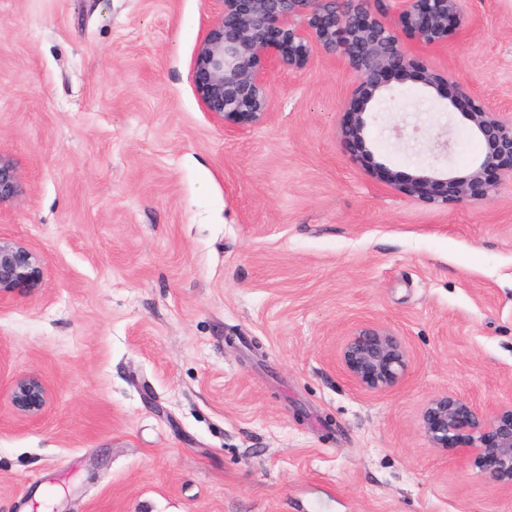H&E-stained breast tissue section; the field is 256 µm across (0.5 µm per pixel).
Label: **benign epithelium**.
I'll return each instance as SVG.
<instances>
[{
  "label": "benign epithelium",
  "instance_id": "1",
  "mask_svg": "<svg viewBox=\"0 0 512 512\" xmlns=\"http://www.w3.org/2000/svg\"><path fill=\"white\" fill-rule=\"evenodd\" d=\"M224 9L201 40L192 62L194 87L203 107L235 129L267 115L269 89L266 63L300 68L319 47L346 64L356 85L343 102L344 140L361 143L369 99L366 88L392 91L391 82L417 73L427 88L452 87L466 100L465 117L483 142L481 156L463 175L441 179L433 168L405 180L383 163L373 164L375 178L398 192L427 202L463 203L489 193L493 172L512 175V115L469 95L451 70L432 69L413 57L402 33L426 47L448 42L449 33L465 25V0H222ZM23 192L14 161L0 155V208ZM40 255L25 244L0 236V298L18 288L35 289L42 278ZM347 372L370 388L393 386L405 366V353L384 328H363L352 335L343 352ZM9 398L25 416L38 418L50 401L48 387L35 373L16 376ZM422 428L435 448L463 440L475 452L485 477L512 490V407L478 415L461 398L443 395L431 401Z\"/></svg>",
  "mask_w": 512,
  "mask_h": 512
}]
</instances>
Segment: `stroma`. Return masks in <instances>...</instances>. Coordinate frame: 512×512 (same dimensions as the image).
Here are the masks:
<instances>
[{
  "label": "stroma",
  "instance_id": "1",
  "mask_svg": "<svg viewBox=\"0 0 512 512\" xmlns=\"http://www.w3.org/2000/svg\"><path fill=\"white\" fill-rule=\"evenodd\" d=\"M222 0H0V154L23 193L0 236L43 257L0 302V385L40 375L38 419L0 398V512H512L429 403L512 406V177L430 204L373 177L340 135L356 76L313 50L269 66V113L234 132L192 56ZM423 51L512 108V0ZM366 145L399 177L456 175L483 144L414 79L378 92ZM405 352L370 389L358 330ZM236 334L227 344L225 334ZM347 372L370 388L393 386L405 366V353L396 338L384 328H363L352 335L343 352Z\"/></svg>",
  "mask_w": 512,
  "mask_h": 512
}]
</instances>
